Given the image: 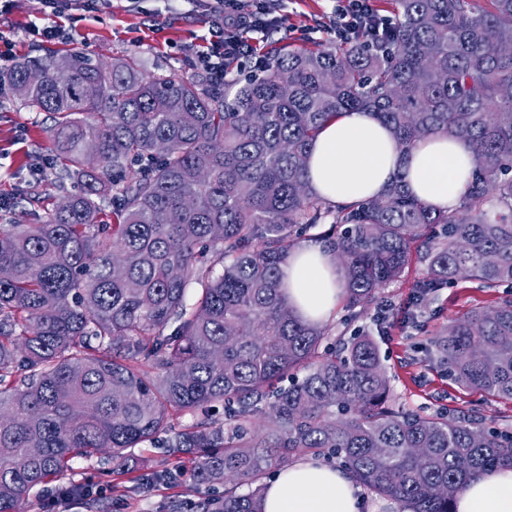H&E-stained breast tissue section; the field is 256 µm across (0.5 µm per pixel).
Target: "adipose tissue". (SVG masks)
Listing matches in <instances>:
<instances>
[{"label": "adipose tissue", "instance_id": "ef3b65f1", "mask_svg": "<svg viewBox=\"0 0 512 512\" xmlns=\"http://www.w3.org/2000/svg\"><path fill=\"white\" fill-rule=\"evenodd\" d=\"M475 166L476 157L464 142L440 133L402 150L388 129L364 112L328 121L309 155L313 189L340 206L380 197L399 179L436 210L452 211ZM282 272L289 305L306 321L327 322L343 296L328 248L310 243L295 249ZM362 507L352 474L313 458L290 462L264 495V512H361ZM453 509L512 512V468L498 467L469 481L456 494Z\"/></svg>", "mask_w": 512, "mask_h": 512}]
</instances>
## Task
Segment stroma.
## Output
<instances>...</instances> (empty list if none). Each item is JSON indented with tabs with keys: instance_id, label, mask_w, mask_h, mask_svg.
<instances>
[{
	"instance_id": "1",
	"label": "stroma",
	"mask_w": 512,
	"mask_h": 512,
	"mask_svg": "<svg viewBox=\"0 0 512 512\" xmlns=\"http://www.w3.org/2000/svg\"><path fill=\"white\" fill-rule=\"evenodd\" d=\"M11 5L0 17V31L14 40L15 58L51 49L83 51L109 61L134 52L151 73L195 77L204 72L197 60V50L209 35L203 0H99L95 11L82 13L75 29L49 43L37 42L27 32L41 22L39 0H12ZM287 12L278 39L312 49L327 45V36L318 28L333 23L328 0H290ZM49 124L46 113L23 108L10 91L0 92V197L16 202L10 211L0 210V225L37 223L44 205L56 204L63 195L51 164L45 133ZM32 188L39 203L25 199ZM421 270L420 262H412L398 281L381 289L380 303L393 308L391 329L377 328L370 309L356 320L377 341L398 403L427 414L441 412L452 420L477 405L487 421L512 430V402L484 404L478 393L456 386L431 345L451 321L496 298L497 289L461 283L418 302L415 284ZM188 467V462L146 443L135 449L123 475L110 473L97 459L77 465L67 481L91 487L94 502L77 498L54 503L46 490L37 488L26 512H189L202 492L184 477Z\"/></svg>"
}]
</instances>
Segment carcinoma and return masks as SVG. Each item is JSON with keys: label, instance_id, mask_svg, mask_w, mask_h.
Returning <instances> with one entry per match:
<instances>
[{"label": "carcinoma", "instance_id": "obj_1", "mask_svg": "<svg viewBox=\"0 0 512 512\" xmlns=\"http://www.w3.org/2000/svg\"><path fill=\"white\" fill-rule=\"evenodd\" d=\"M490 2L392 0L385 45L276 46L231 99L209 76L149 75L134 55L48 50L0 71L21 106L49 114L61 176L77 184L40 223L0 229V512H25L35 487L97 454L123 474L157 438L192 460L195 485L224 486L195 512H263L261 480L301 453L401 512H453L467 482L512 466V432L478 408L454 421L406 410L374 338L330 341L281 280L330 219L351 311L415 256L421 295L504 288L434 345L451 381L512 402V53L498 51L512 45V0ZM353 111L405 151L462 139L477 165L460 208L399 182L348 207L316 194L309 147Z\"/></svg>", "mask_w": 512, "mask_h": 512}]
</instances>
